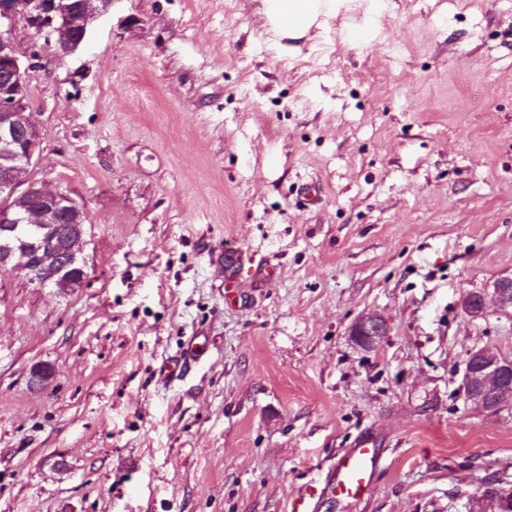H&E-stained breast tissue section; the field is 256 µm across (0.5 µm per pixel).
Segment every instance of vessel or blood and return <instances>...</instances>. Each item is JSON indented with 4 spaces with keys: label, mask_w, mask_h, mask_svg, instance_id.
Wrapping results in <instances>:
<instances>
[{
    "label": "vessel or blood",
    "mask_w": 512,
    "mask_h": 512,
    "mask_svg": "<svg viewBox=\"0 0 512 512\" xmlns=\"http://www.w3.org/2000/svg\"><path fill=\"white\" fill-rule=\"evenodd\" d=\"M198 359L195 342L187 341L180 356L163 365L161 375L165 380H176L182 376L187 364ZM381 464L380 450L372 446L369 439H361L355 447L345 449L337 456L326 486L345 497H360L370 490Z\"/></svg>",
    "instance_id": "vessel-or-blood-1"
}]
</instances>
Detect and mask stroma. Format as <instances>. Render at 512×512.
I'll return each mask as SVG.
<instances>
[{
    "label": "stroma",
    "mask_w": 512,
    "mask_h": 512,
    "mask_svg": "<svg viewBox=\"0 0 512 512\" xmlns=\"http://www.w3.org/2000/svg\"><path fill=\"white\" fill-rule=\"evenodd\" d=\"M11 34L41 55L30 176L83 205L87 278L0 273V512H290L365 437L373 490L315 512L512 483V402L461 395L512 318L458 307L512 274V0H344L285 54L261 0H113L69 52ZM388 334V325L383 316L377 313L359 318L351 328L350 335L364 350L373 349ZM197 336H190L187 339L186 347L180 356L175 359L168 361L167 364L163 365L161 369V375L163 379L173 381L182 376L185 367L190 362H196L199 360V354L195 351Z\"/></svg>",
    "instance_id": "obj_1"
}]
</instances>
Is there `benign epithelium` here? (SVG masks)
<instances>
[{"mask_svg":"<svg viewBox=\"0 0 512 512\" xmlns=\"http://www.w3.org/2000/svg\"><path fill=\"white\" fill-rule=\"evenodd\" d=\"M112 0H0V271L29 273L39 287L65 284L77 288L86 279L81 257L86 237V215L69 193L50 190L24 179L40 155L41 133L32 117L30 71L37 67L36 53L24 61L10 36L19 17L46 30L64 51L78 48L98 12ZM67 229L59 233L57 225ZM471 318L488 309L512 317V275L501 276L486 289L467 293L458 302ZM388 334V325L377 313L359 318L350 335L364 350L374 348ZM512 356L487 349L468 353L462 382L467 403L496 411L512 400ZM479 499L495 504L496 512H512V489L500 484L480 488Z\"/></svg>","mask_w":512,"mask_h":512,"instance_id":"1","label":"benign epithelium"}]
</instances>
